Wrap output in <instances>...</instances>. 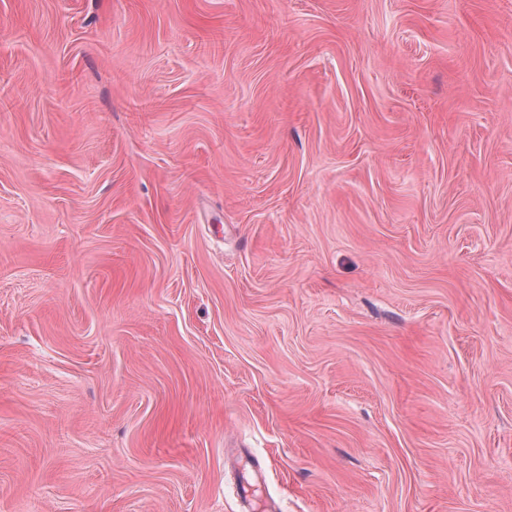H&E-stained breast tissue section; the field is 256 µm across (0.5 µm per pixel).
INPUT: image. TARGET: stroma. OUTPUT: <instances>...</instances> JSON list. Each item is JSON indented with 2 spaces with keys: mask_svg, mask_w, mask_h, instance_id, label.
<instances>
[{
  "mask_svg": "<svg viewBox=\"0 0 512 512\" xmlns=\"http://www.w3.org/2000/svg\"><path fill=\"white\" fill-rule=\"evenodd\" d=\"M0 512H512V0H0Z\"/></svg>",
  "mask_w": 512,
  "mask_h": 512,
  "instance_id": "35a3bbf8",
  "label": "stroma"
}]
</instances>
